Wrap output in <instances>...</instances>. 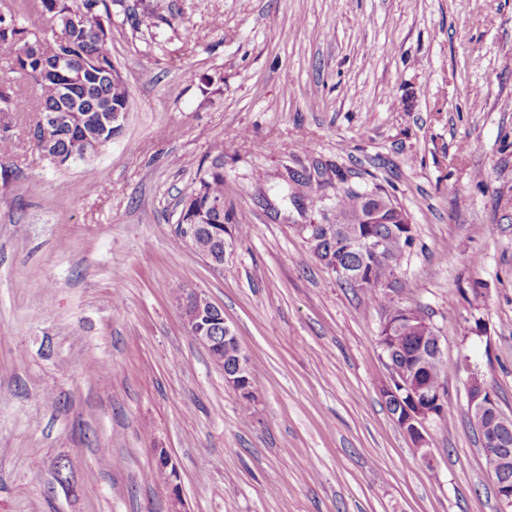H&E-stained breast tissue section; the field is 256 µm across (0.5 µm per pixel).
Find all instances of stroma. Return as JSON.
Here are the masks:
<instances>
[{"label": "stroma", "instance_id": "1", "mask_svg": "<svg viewBox=\"0 0 512 512\" xmlns=\"http://www.w3.org/2000/svg\"><path fill=\"white\" fill-rule=\"evenodd\" d=\"M137 2L112 7V142L58 167L30 142L36 110L11 116L0 512H169L156 448L187 512H503L466 382L512 415V0H163L157 44ZM218 156L224 221L252 231L215 267L176 225ZM379 188L415 236L384 293L443 348L428 465L380 393L384 307L311 251L337 196ZM190 288L237 332L250 414L185 327ZM153 452L157 466L167 474V482L165 487L168 490L170 497V511L186 512V510L183 507L184 504L182 502L179 486L177 484V480L179 478L177 468L172 460V457L168 449L156 448L153 450Z\"/></svg>", "mask_w": 512, "mask_h": 512}]
</instances>
